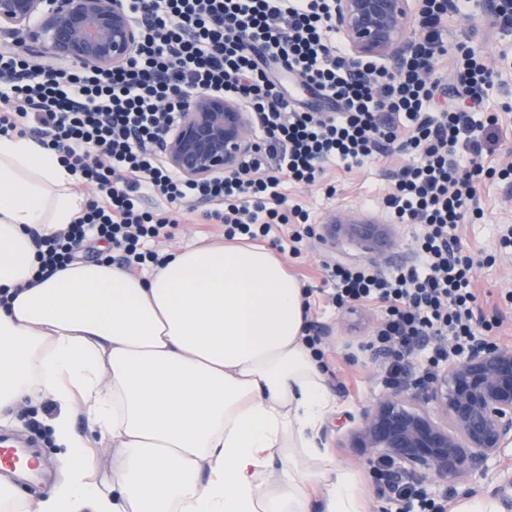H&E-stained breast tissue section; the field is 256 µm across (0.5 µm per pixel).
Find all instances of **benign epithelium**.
<instances>
[{
	"instance_id": "7a95c632",
	"label": "benign epithelium",
	"mask_w": 512,
	"mask_h": 512,
	"mask_svg": "<svg viewBox=\"0 0 512 512\" xmlns=\"http://www.w3.org/2000/svg\"><path fill=\"white\" fill-rule=\"evenodd\" d=\"M422 0H331V17L352 60H383L397 71L415 49ZM0 33L33 62L100 72L124 63L141 27L124 0H0ZM254 113L238 100L194 96L160 141L166 165L201 181L243 172L256 151ZM346 237L376 257L392 249L390 225L339 212L327 218L323 242ZM345 447L385 464L380 492L421 479L461 478L490 459L512 460V347L478 344L431 379L379 396L344 434Z\"/></svg>"
}]
</instances>
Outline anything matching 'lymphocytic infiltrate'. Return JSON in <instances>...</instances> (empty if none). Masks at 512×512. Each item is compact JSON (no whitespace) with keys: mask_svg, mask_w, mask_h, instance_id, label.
Wrapping results in <instances>:
<instances>
[{"mask_svg":"<svg viewBox=\"0 0 512 512\" xmlns=\"http://www.w3.org/2000/svg\"><path fill=\"white\" fill-rule=\"evenodd\" d=\"M143 37L128 60L109 72L76 66L51 72L0 50V134H40L80 181L96 192L84 217L66 232L38 239L40 274L72 262L89 241L107 244L100 260L118 252L126 270L159 263L146 240L169 236L189 203H208L205 216L223 225L227 240L267 237L288 226L282 243L299 255L311 232L309 213L287 206L288 184H312L323 165L363 166L375 154L418 155L404 167L385 204L398 224L422 228L419 265L381 276L362 266H330L334 302L375 304L382 327L369 349L379 350L391 381L461 356L490 321L472 288L473 259L454 234L479 215L483 146L494 114L428 107L441 82L443 0H424L421 38L399 72L373 61L349 63L328 16L329 0H126ZM457 82L481 104L502 83L466 43H459ZM299 75L336 113L308 112L278 81L272 65ZM229 95L258 115L259 149L246 171L206 181L184 178L156 151L194 95ZM153 195L162 210L143 209Z\"/></svg>","mask_w":512,"mask_h":512,"instance_id":"lymphocytic-infiltrate-1","label":"lymphocytic infiltrate"}]
</instances>
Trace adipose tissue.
I'll return each instance as SVG.
<instances>
[{
    "label": "adipose tissue",
    "mask_w": 512,
    "mask_h": 512,
    "mask_svg": "<svg viewBox=\"0 0 512 512\" xmlns=\"http://www.w3.org/2000/svg\"><path fill=\"white\" fill-rule=\"evenodd\" d=\"M76 182L56 150L0 136V416L52 402L62 463L39 495L1 477L0 501L17 512H361L348 471L275 465L283 448L320 455L334 401L306 342L308 297L281 258L201 245L145 276L106 261L39 276L37 238L89 207ZM99 439L120 455L105 480Z\"/></svg>",
    "instance_id": "obj_1"
}]
</instances>
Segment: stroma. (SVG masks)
I'll return each mask as SVG.
<instances>
[{
  "label": "stroma",
  "mask_w": 512,
  "mask_h": 512,
  "mask_svg": "<svg viewBox=\"0 0 512 512\" xmlns=\"http://www.w3.org/2000/svg\"><path fill=\"white\" fill-rule=\"evenodd\" d=\"M448 19L444 33L448 43L466 41L488 66L501 67L502 50H512V34L499 33L479 7L470 14L449 12ZM485 109L497 113L503 136L492 153L484 154L483 161L497 169L512 165V69L505 71L502 85L491 92ZM412 160V155L395 152L376 156L365 165L349 170L337 164L327 165L320 182L289 185L288 202L307 210L312 222L319 226L331 213L338 211L386 218L384 199L400 171ZM480 196L481 215L458 225L455 234L463 249L469 250L474 258L473 286L479 306L484 314L497 318L490 341L512 347V305L504 301L505 295L512 293V250H501L495 235L500 225H512V182L496 178L485 181ZM206 209V204L197 202L185 209L171 237L152 243V250L166 255L197 244L223 242V225L206 221L203 217ZM394 232L395 247L373 260L349 241L338 242L332 250L315 237L306 240L300 256L286 254L282 257L289 274L313 291L310 322L322 338L323 361L328 366L327 382L337 398L336 409L320 428L317 445L326 449L335 463L360 474L365 512L397 510L394 502L379 496L371 467L353 449L340 445L351 418L367 409L388 389L384 358L366 348L382 321L383 311L360 305L351 313L333 305L324 293V264L333 260L356 265L370 262L384 273L418 264V227L398 224ZM53 413V404L46 401L23 407L15 420L0 425L1 434H11L20 441L31 439L37 445L36 452L42 462L38 480H25L18 473L12 476L21 489L29 492L43 489L60 477L57 450L47 428ZM500 469L498 461L490 460L467 478L447 482L424 480L420 486L427 499L444 504L450 510L463 497L492 495L499 483Z\"/></svg>",
  "instance_id": "1"
}]
</instances>
